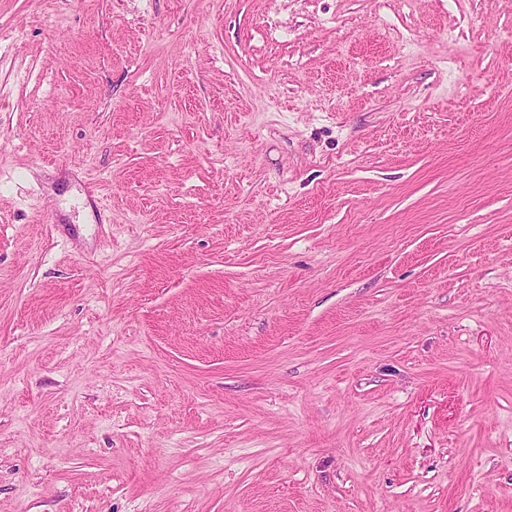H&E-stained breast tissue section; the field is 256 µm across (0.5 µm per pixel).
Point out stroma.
Wrapping results in <instances>:
<instances>
[{"mask_svg":"<svg viewBox=\"0 0 512 512\" xmlns=\"http://www.w3.org/2000/svg\"><path fill=\"white\" fill-rule=\"evenodd\" d=\"M0 512H512V0H0Z\"/></svg>","mask_w":512,"mask_h":512,"instance_id":"stroma-1","label":"stroma"}]
</instances>
